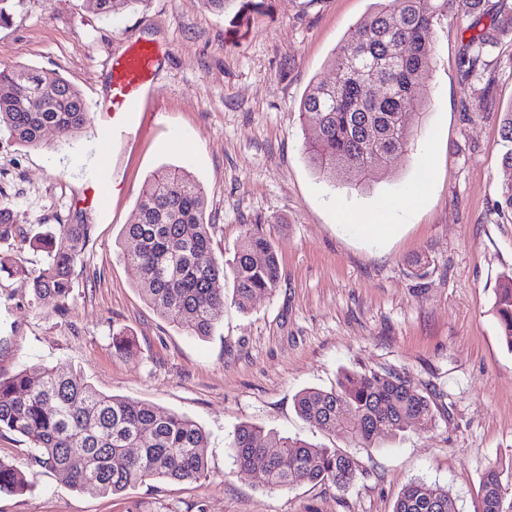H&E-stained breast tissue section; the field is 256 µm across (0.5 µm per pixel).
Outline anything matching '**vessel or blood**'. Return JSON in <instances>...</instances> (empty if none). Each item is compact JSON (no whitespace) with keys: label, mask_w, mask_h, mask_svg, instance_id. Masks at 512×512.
<instances>
[{"label":"vessel or blood","mask_w":512,"mask_h":512,"mask_svg":"<svg viewBox=\"0 0 512 512\" xmlns=\"http://www.w3.org/2000/svg\"><path fill=\"white\" fill-rule=\"evenodd\" d=\"M155 61L156 50L149 45L133 46L113 61L111 84L101 106L113 127H131V114L151 84Z\"/></svg>","instance_id":"obj_1"}]
</instances>
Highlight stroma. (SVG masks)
Wrapping results in <instances>:
<instances>
[{"label":"stroma","mask_w":512,"mask_h":512,"mask_svg":"<svg viewBox=\"0 0 512 512\" xmlns=\"http://www.w3.org/2000/svg\"><path fill=\"white\" fill-rule=\"evenodd\" d=\"M374 8L227 0L218 11L209 0H141L106 18L91 0H20L0 28V67L58 73L92 121L69 148L51 132L28 147L1 130L0 202L27 234L71 221L92 234L61 309L36 306L27 280L0 274V376L74 371L100 392L187 417L208 436L209 472L122 496L81 493L41 472L26 493L0 494V512H393L414 480L444 487L456 512H481L489 464L512 463V351L494 310L512 271V215L497 209L512 35L498 44L500 64L476 106L460 77L461 20L437 29L432 106L424 119L406 117L416 151L363 191L334 190L305 158L298 108L312 82L333 80L334 49ZM143 41L158 48L154 91L124 137L98 104L113 58ZM174 167L206 192L213 257H232L258 224L279 258L276 292L245 313L225 305L205 339L162 319L118 256L145 180ZM377 223L392 232H362ZM121 331L135 346L117 356ZM346 370L405 376L429 395L432 422L361 448L303 420L296 395L331 389ZM243 423L350 452L357 477L344 489L261 487L226 449Z\"/></svg>","instance_id":"35a3bbf8"}]
</instances>
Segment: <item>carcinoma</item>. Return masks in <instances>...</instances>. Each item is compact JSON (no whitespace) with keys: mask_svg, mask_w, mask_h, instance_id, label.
I'll list each match as a JSON object with an SVG mask.
<instances>
[{"mask_svg":"<svg viewBox=\"0 0 512 512\" xmlns=\"http://www.w3.org/2000/svg\"><path fill=\"white\" fill-rule=\"evenodd\" d=\"M138 0H94L95 11L111 17ZM464 21L460 70L473 99L492 66L499 36L512 34L508 0L485 8V0H378L374 11L351 29L334 50L331 82H314L299 112L307 127L303 150L320 181L362 191L398 159L413 154L414 130L404 116L426 115L432 105L430 74L434 30L448 16ZM32 98L22 107L17 94ZM82 94L59 75L29 66L0 68V128L19 143L38 147L46 130L57 146L73 144L89 123ZM501 163L507 172L497 207L512 213V111L504 119ZM208 200L195 178L170 168L150 175L137 202L134 223L122 235L137 246L120 255L136 277L143 299L174 326L192 336H209L224 313V282H233L231 304L242 311L259 294L279 285L277 253L257 224L247 226L233 258L207 261L213 225ZM92 225L57 224L46 235H24L12 211L0 204V242L21 238L47 251L49 262L33 278V301L59 309L73 287ZM501 338L512 351V273L503 277L495 300ZM299 415L313 426L337 433L362 448L377 436L395 434L433 420L429 397L391 371L347 370L336 387L304 389L295 398ZM24 437L29 470L59 474L73 488L92 495H122L156 481L194 482L208 473V437L194 421L164 413L150 403L98 392L80 374L52 368L21 370L0 377V431ZM235 466L253 473L263 487L332 482L348 487L357 463L338 448L272 435L243 423L227 443ZM512 469L489 465L482 478V512H512L503 499ZM32 487L26 472L0 459V492ZM393 512H455L448 490L422 481L409 483Z\"/></svg>","mask_w":512,"mask_h":512,"instance_id":"cac0c4a2","label":"carcinoma"}]
</instances>
